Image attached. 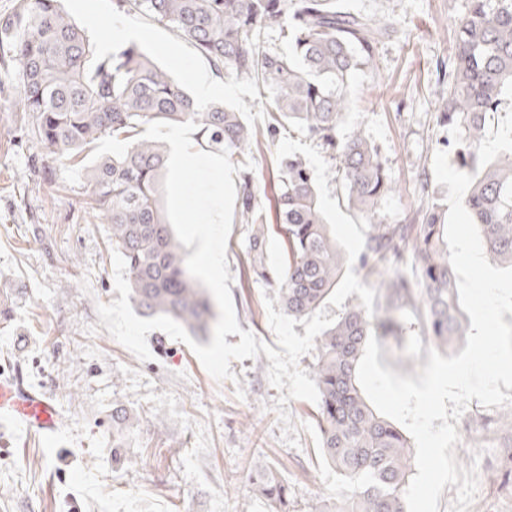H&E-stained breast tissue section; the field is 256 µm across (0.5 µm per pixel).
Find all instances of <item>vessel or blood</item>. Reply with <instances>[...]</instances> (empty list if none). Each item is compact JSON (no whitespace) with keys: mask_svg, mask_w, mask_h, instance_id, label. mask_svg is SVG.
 Returning a JSON list of instances; mask_svg holds the SVG:
<instances>
[{"mask_svg":"<svg viewBox=\"0 0 512 512\" xmlns=\"http://www.w3.org/2000/svg\"><path fill=\"white\" fill-rule=\"evenodd\" d=\"M58 409L43 392L30 390L10 377H0V421L21 424L28 432L51 438L57 429Z\"/></svg>","mask_w":512,"mask_h":512,"instance_id":"obj_1","label":"vessel or blood"}]
</instances>
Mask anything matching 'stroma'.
I'll return each mask as SVG.
<instances>
[{
	"label": "stroma",
	"instance_id": "obj_1",
	"mask_svg": "<svg viewBox=\"0 0 512 512\" xmlns=\"http://www.w3.org/2000/svg\"><path fill=\"white\" fill-rule=\"evenodd\" d=\"M364 15L392 17L397 34L378 44L372 62L350 80V107L336 131L345 138L363 130L377 150L395 190L379 216L408 224L427 200L444 203L446 186L432 178L435 151L456 140L440 124L442 95L456 65L454 38L467 0H342ZM70 18L109 53L141 46L177 80L209 63L170 27L148 17L115 12L112 0H62ZM127 37L113 35L114 26ZM221 102L264 128L265 100L251 81L223 77ZM13 74L0 68V376L50 395L59 409L60 434L52 444L0 425V512H267L249 476L275 469L288 483L290 512L334 507L319 474L310 435L299 447L281 439L273 409L279 396L267 379L266 355L231 361L235 380H214L184 343L156 330L148 334L152 360H139L101 323L96 307L120 294L114 288L109 229L89 191L91 159L119 151L103 138L68 164L26 136L29 118L5 111ZM512 145V95L486 117L484 158ZM302 156L316 177L320 204L349 266L326 302L327 317L350 305L372 308L376 287L357 257L368 220L349 210L327 153L299 131L260 137L255 153L260 203L266 213L269 266L288 251L276 219L280 155ZM248 230L233 221L227 242L229 288L238 323L274 344L266 298L276 291L255 279L247 255ZM431 342L416 317L403 338L380 340L379 362L405 377L426 366ZM245 399H238L237 389ZM500 408L471 402L456 429L455 458L477 466L479 490L467 512H512V429ZM120 449H113V441ZM483 449L481 460L472 452Z\"/></svg>",
	"mask_w": 512,
	"mask_h": 512
}]
</instances>
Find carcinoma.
Instances as JSON below:
<instances>
[{
    "label": "carcinoma",
    "mask_w": 512,
    "mask_h": 512,
    "mask_svg": "<svg viewBox=\"0 0 512 512\" xmlns=\"http://www.w3.org/2000/svg\"><path fill=\"white\" fill-rule=\"evenodd\" d=\"M123 14H145L176 29L218 74L245 78L272 93L267 132L294 125L328 154L348 207L369 223L361 267L376 277L372 310L355 304L320 338L312 364L319 391L316 423L325 458L343 476L371 472L379 486L355 492L336 512H406L414 453L407 435L379 414L360 387L357 364L370 334L399 335L411 312L435 347L466 336L457 277L447 259L444 213L436 203L418 224H386L379 202L393 191L377 150L361 130L336 140L353 73L396 33L384 15L352 12L340 0H113ZM275 28L293 53L272 52L261 32ZM0 56L17 85L12 107L28 115L27 136L59 160H71L105 137L122 151L87 170L89 188L109 224L112 250L126 261L132 301L147 316L168 315L193 336L214 318L204 289L187 271L186 253L158 205L169 148L140 137L153 121L199 124L197 143L232 150L236 163L254 159L260 130L223 104L199 106L149 55L132 44L97 51L60 0H16L0 18ZM456 71L442 98L440 121L460 130L458 166L474 176L464 206L480 227L490 258L512 266V148L485 162L477 145L487 113L512 91V0H468L455 39ZM280 231L288 263L265 262V216L253 170L239 172L237 205L250 225L248 249L256 278L278 289L288 316L315 313L336 290L345 257L324 220L315 176L299 155L276 161ZM411 245V262L404 249ZM252 484L269 512H288V483L260 467Z\"/></svg>",
    "instance_id": "1"
}]
</instances>
